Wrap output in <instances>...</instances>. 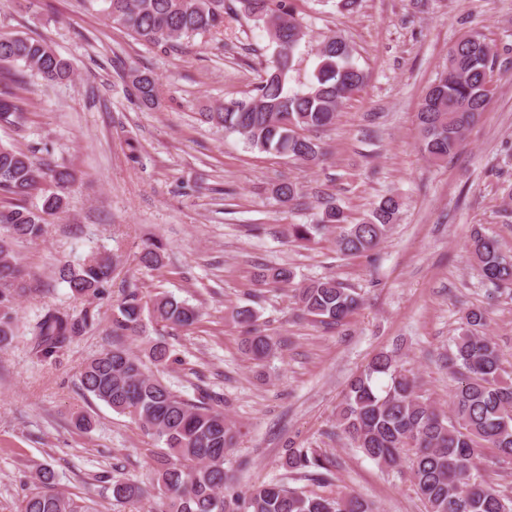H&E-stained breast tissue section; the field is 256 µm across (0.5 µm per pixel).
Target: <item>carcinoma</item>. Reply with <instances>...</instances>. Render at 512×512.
I'll list each match as a JSON object with an SVG mask.
<instances>
[{"label": "carcinoma", "instance_id": "1", "mask_svg": "<svg viewBox=\"0 0 512 512\" xmlns=\"http://www.w3.org/2000/svg\"><path fill=\"white\" fill-rule=\"evenodd\" d=\"M107 19L142 42L168 43L196 34L219 31L224 26V0H102ZM235 14L263 29L273 46L266 76L246 101L217 104L205 113L207 120L240 135L252 148L288 156L303 165L316 162L319 145L309 133L336 121L341 105L363 84L364 72L354 62V48L342 37L325 38L316 49L318 63L304 88H288L295 54L306 36L291 0H236ZM0 62L18 64L10 73L15 90L0 92V124L24 129L30 103L17 90L25 88L27 75L47 82H62L73 75L70 63L42 38L15 34L0 38ZM495 65L492 48L478 33L462 37L448 54V68L426 90L420 103L419 134L424 155L444 162L455 154L464 133L485 111L487 77ZM131 84L139 101L154 104L156 81L135 71ZM76 180L69 167L50 159L40 161L27 152L0 143V195L12 200L0 207V349L15 335L16 305L31 290L28 273L13 255L10 242L42 238L68 205ZM276 197L289 203L299 199L293 180L274 187ZM402 202L383 196L356 222L348 220L335 201L319 203L315 222L290 225L291 237L309 242L323 231L340 229L336 249L345 255L375 250L398 220ZM469 248L481 276L496 290L512 295V255L499 241L479 231ZM164 245L150 241L140 254L146 267L162 264ZM114 264L100 253L86 255L75 266H64L59 278L77 298L97 297L112 280ZM265 281L290 284L294 273L271 267ZM298 309L326 326H339L360 305V296L332 277L312 280L297 289ZM200 317L197 307L171 294L159 293L145 301L138 288L123 290L112 323V347L90 358L79 372L83 390L112 410L136 418L145 432L163 443L172 461L162 460L153 479L159 494L158 512H376L372 503L355 492H306L281 480L262 483L246 492L234 490V474L226 467L236 447L237 431L224 412L203 399L191 400L145 371L141 358L123 342L145 332V321L169 328H184ZM244 327L245 347L252 359L262 361L287 340H276L255 325L250 308L236 311ZM487 312L469 308L462 316L461 332L448 352V368L457 377L450 395L452 416H447L419 393L416 378L403 369L393 352L376 353L366 368L348 384L338 426L369 459L397 468L408 459L409 481L426 502L428 512H512V496L487 486L474 460L484 448L496 451L500 461L512 464V381L502 376L494 340L483 332ZM88 315L75 317L49 310L33 327L44 355H52L75 336L86 332ZM147 358L156 366L173 361L167 342H151ZM293 476H317L329 482L333 461L313 448H290L286 460ZM150 496L142 486L122 478L112 479V498L120 504H139ZM18 512H89L78 500L56 490L48 469L35 475L34 488Z\"/></svg>", "mask_w": 512, "mask_h": 512}]
</instances>
